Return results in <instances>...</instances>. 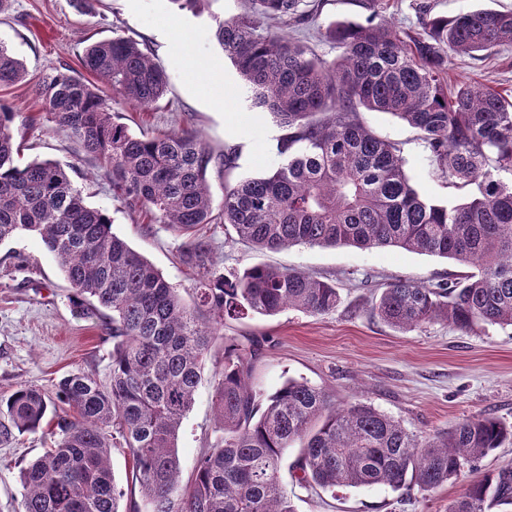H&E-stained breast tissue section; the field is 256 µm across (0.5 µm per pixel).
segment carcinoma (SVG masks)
Here are the masks:
<instances>
[{"label":"carcinoma","mask_w":512,"mask_h":512,"mask_svg":"<svg viewBox=\"0 0 512 512\" xmlns=\"http://www.w3.org/2000/svg\"><path fill=\"white\" fill-rule=\"evenodd\" d=\"M303 2L246 0L243 12L215 17L217 43L256 103L286 130L275 167L224 189L217 208L208 174L234 168L236 148L216 154L189 132L137 133L119 121L102 90L144 108L166 94V74L146 45L120 35L93 42L82 65L94 80L58 71L38 83L48 120L98 159L113 197L185 237L181 259L196 273L191 306L112 232L109 214L87 204L60 163H17V113L0 101V243L37 233L75 302L112 340L109 384L77 370L50 390L22 386L0 400L7 416L0 442L38 431L51 442L19 471L21 512H122L125 492L110 465L113 429L140 487L133 512H296L280 468L297 440L304 443L296 463L301 482L394 491L435 490L512 441V426L489 414L420 438L366 403L336 407L306 382L289 379L267 394L252 382L264 342L226 337L215 387L220 436L198 458L190 486L179 484L176 440L224 319L286 308L328 315L340 303L335 285L304 273L254 265L224 275L200 233L205 224L229 226L258 250L396 247L453 259L473 272L429 286L392 283L372 311L401 330L437 320L462 331L512 326V183L493 175L512 172V100L475 85L450 92L441 79L448 54L476 58L511 44L512 11L432 17L420 3L424 38L382 22L335 23L326 38L340 53L328 61L265 26L306 24L313 12ZM24 77L22 63L0 45V86ZM360 107L417 129L437 170L471 188L470 199L445 205L420 195L400 148L360 122ZM500 506L512 507L511 464L469 485L448 512Z\"/></svg>","instance_id":"obj_1"}]
</instances>
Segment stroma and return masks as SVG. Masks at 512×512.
<instances>
[{
    "instance_id": "1",
    "label": "stroma",
    "mask_w": 512,
    "mask_h": 512,
    "mask_svg": "<svg viewBox=\"0 0 512 512\" xmlns=\"http://www.w3.org/2000/svg\"><path fill=\"white\" fill-rule=\"evenodd\" d=\"M417 0H321L313 20L286 34L307 42L316 53L334 59L337 48L325 40L329 25L382 21L413 37L426 29ZM244 0H211L199 13L178 10L171 0H90L78 12L72 0H8L0 12V42L26 70V77L1 87L0 98L14 106L13 125L22 142V162L54 160L67 169L87 202L106 210L112 231L152 263L185 301L195 297V273L179 258L183 239L163 224L113 198L100 163L54 123L48 122L37 83L56 70L82 74L80 58L94 41L121 31L146 43L169 80L164 98L141 111L120 96L112 110L132 129L191 132L214 152L233 146L234 169L210 172L214 199L226 187L268 173L277 163V140L285 133L268 111L255 104L231 60L214 39V16H233ZM171 32L169 43L157 30ZM220 70L212 84L208 74ZM448 87L483 85L512 96V45L495 47L483 58L449 55L442 74ZM361 122L396 143L412 185L425 197L454 205L469 191L449 184L432 164L419 132L391 115L360 110ZM214 242L217 266L230 274L255 264L303 271L336 285L341 301L327 315L286 309L274 316L252 315L224 323L225 337H267L272 346L256 364L255 384L271 393L287 379L321 388L331 403L363 401L384 412L417 436L446 431L464 419L489 414L512 425V326L493 325L465 332L443 321L409 331L391 328L370 311L380 289L397 279L417 284L445 282L465 274L455 261L399 248L297 245L280 251H256L240 243L223 225H206ZM73 289L54 257L33 232L23 231L0 243V399L23 385L50 388L64 374L86 370L109 384L111 343L102 342L97 319L72 299ZM224 364L223 339L210 350L195 402L180 428L177 447L181 481L189 483L200 454L217 438L214 420L215 374ZM42 433H27L0 443V512H19L18 473L48 447ZM299 447L289 448L281 463V481L296 512H448L449 503L471 484L512 464L505 444L465 468L460 479L431 491L412 487L301 486L295 467Z\"/></svg>"
}]
</instances>
